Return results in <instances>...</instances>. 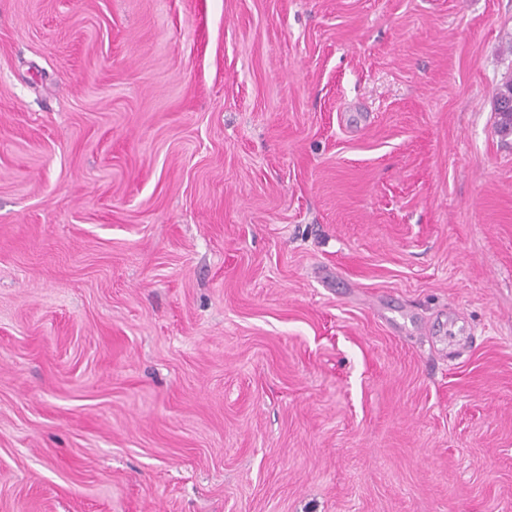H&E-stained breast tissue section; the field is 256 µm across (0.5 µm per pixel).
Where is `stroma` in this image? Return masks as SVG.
Here are the masks:
<instances>
[{"label":"stroma","mask_w":512,"mask_h":512,"mask_svg":"<svg viewBox=\"0 0 512 512\" xmlns=\"http://www.w3.org/2000/svg\"><path fill=\"white\" fill-rule=\"evenodd\" d=\"M512 0H0V512H512Z\"/></svg>","instance_id":"35a3bbf8"}]
</instances>
